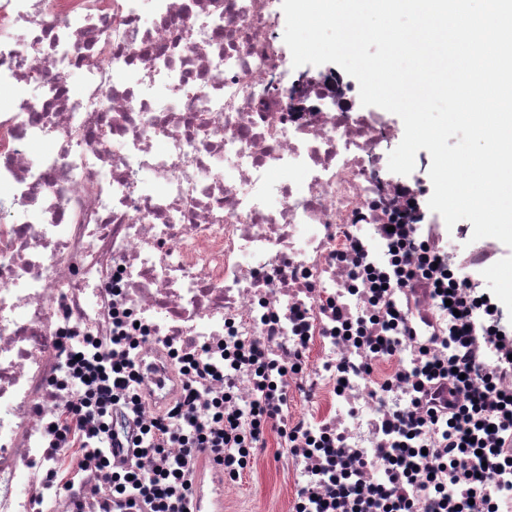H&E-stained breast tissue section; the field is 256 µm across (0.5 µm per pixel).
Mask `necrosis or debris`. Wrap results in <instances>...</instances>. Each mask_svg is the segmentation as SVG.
Wrapping results in <instances>:
<instances>
[{
    "instance_id": "necrosis-or-debris-1",
    "label": "necrosis or debris",
    "mask_w": 512,
    "mask_h": 512,
    "mask_svg": "<svg viewBox=\"0 0 512 512\" xmlns=\"http://www.w3.org/2000/svg\"><path fill=\"white\" fill-rule=\"evenodd\" d=\"M274 22L273 0H0V30L29 33L0 41V512H32L37 467L82 464L45 457L47 427L68 417V357L120 331L171 380L134 383L144 424L190 432L186 397L206 410L228 380L248 405L262 379L224 350L259 344L278 386L327 404L290 416L298 485L359 455L361 493L384 485L381 423L410 393L368 377L370 348L341 322L394 310L410 333L397 373L447 357L429 285L372 289L380 225L426 182L389 171L398 132L355 86L301 82ZM189 342L224 380L187 385ZM325 420L338 452L308 444Z\"/></svg>"
}]
</instances>
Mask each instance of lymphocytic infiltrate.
Returning <instances> with one entry per match:
<instances>
[{"instance_id":"1","label":"lymphocytic infiltrate","mask_w":512,"mask_h":512,"mask_svg":"<svg viewBox=\"0 0 512 512\" xmlns=\"http://www.w3.org/2000/svg\"><path fill=\"white\" fill-rule=\"evenodd\" d=\"M418 224H399L382 237L398 262L388 274L387 285L409 286L421 277H431L437 300H450L460 313L442 343L454 351L447 362L421 361L412 375L409 388L421 387L445 379L448 399L440 407L419 410L410 406L394 412L382 423L388 435L385 448L378 454L388 465L390 492L372 500L375 512H418L419 500H427L430 512L449 508L450 512H468L471 500H479L482 512H500L501 503L512 498V388L505 389L500 379L512 376V327L502 321L494 298L485 297L472 279L477 263L468 270L451 267L449 256L438 241L422 239ZM482 339L492 371L482 382L473 375L479 365L470 346ZM69 369L77 379L71 416L66 423L50 430L47 458L79 443L84 459L92 463L111 494L135 498L150 505L151 512H186L185 502L192 487L183 482L185 461L165 457L169 443L180 442L191 452L203 451L214 464L244 470L249 464L248 449L265 445L264 432L280 416L281 399L265 396L241 411L224 413L214 408L208 422H199L193 409L184 416L194 432L178 435L163 425L143 427L129 403L131 385L139 373L132 345L114 337L106 348H95L71 360ZM120 413L129 428L123 435L112 432V415ZM437 432L440 445L430 452L438 470L447 472L454 493L445 502L441 489L430 472L423 469L414 450L418 439ZM244 447L240 457L225 456L228 448ZM128 452L130 458L153 455L164 465L152 476H144L133 465H114L113 449Z\"/></svg>"}]
</instances>
